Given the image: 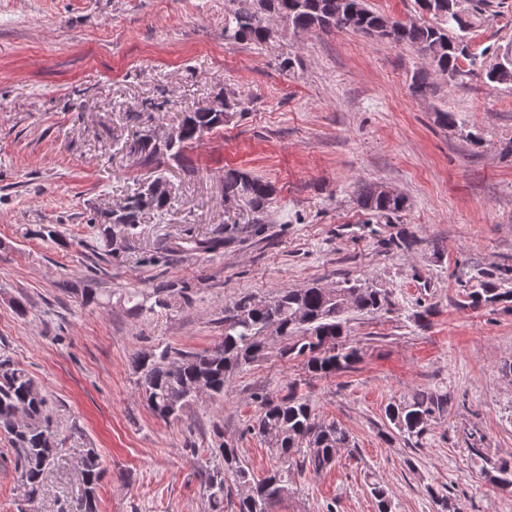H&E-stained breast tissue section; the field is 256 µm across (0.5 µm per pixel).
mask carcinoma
Masks as SVG:
<instances>
[{
    "mask_svg": "<svg viewBox=\"0 0 512 512\" xmlns=\"http://www.w3.org/2000/svg\"><path fill=\"white\" fill-rule=\"evenodd\" d=\"M232 7L224 18V39L238 44L263 45L272 38L266 17L275 15L293 31L331 32L345 28L355 20L353 32L386 39L416 49L433 68V72L462 78L483 74L487 82L512 86V62L497 77L482 73L484 54L470 49L467 32L473 17L489 6V0H471L469 15L460 16L446 9L433 13V21L391 20L370 10L365 0H230ZM468 61L469 69L461 67ZM232 101L224 99V111L207 112L197 108L182 113L177 133L167 142H150L137 138L131 152L134 163L147 169L140 187L116 210L99 215L98 234L105 245L110 236H129L141 223L143 215L167 210L172 185L157 172L164 156L176 157L185 148L200 141L213 130L224 127ZM274 195L267 181L242 170L224 173V200L244 205L261 216ZM357 205L379 218H390L406 206L400 195L384 194L378 185L363 183L356 192ZM177 294L188 298V289L154 288L139 291L127 298L129 312L136 317L168 304ZM467 305L473 308L512 303V267L503 269L494 281L477 280L466 292ZM391 306L387 293L374 287L367 278L346 279L334 288L311 285L285 288L267 304L253 295H243L224 307V336L202 352L173 351L137 353L132 368L140 374L146 406L164 422L179 420L201 394L224 395L226 376L262 360L268 339L275 335L283 346L280 356L301 359L308 373L328 377L351 368L358 349L349 345L344 316L350 311L386 312ZM451 397L446 391L417 390L389 403L384 415L397 433L420 442L431 424L445 416ZM262 411L251 430L275 452L276 465L261 479L254 478L239 456V449L227 441L212 449V467L204 472V488L209 512H224L228 500V482L240 488L230 512H271L272 505L292 493V474L309 469L315 473L334 466L341 451L351 447V436L340 424L326 422L316 414L309 399L293 390L277 396H260ZM0 436L7 438L14 462L21 473L26 500L38 495L47 473L61 452L62 440L37 379L9 358H0ZM470 456L483 463L485 477L505 495H512V463L502 461L485 467L484 436L475 432ZM105 476L102 458L89 448L79 465L75 512H100V488ZM376 512H393L394 505L386 488L377 480L369 482Z\"/></svg>",
    "mask_w": 512,
    "mask_h": 512,
    "instance_id": "1",
    "label": "carcinoma"
}]
</instances>
